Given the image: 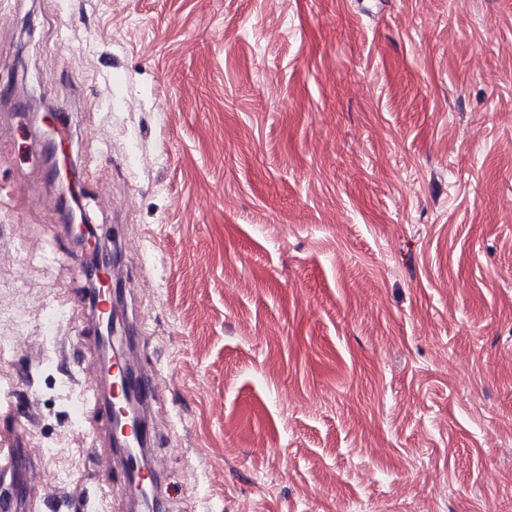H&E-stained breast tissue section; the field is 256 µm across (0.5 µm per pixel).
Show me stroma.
Returning <instances> with one entry per match:
<instances>
[{"mask_svg": "<svg viewBox=\"0 0 512 512\" xmlns=\"http://www.w3.org/2000/svg\"><path fill=\"white\" fill-rule=\"evenodd\" d=\"M23 84L139 281L167 512H512V0H0L16 491L87 512L118 460ZM109 399L112 400V390ZM109 399L105 400L98 388L90 385L83 393L82 403L73 411L75 416L88 417L92 422L86 437L90 447L107 443L112 448V421L115 414Z\"/></svg>", "mask_w": 512, "mask_h": 512, "instance_id": "35a3bbf8", "label": "stroma"}]
</instances>
